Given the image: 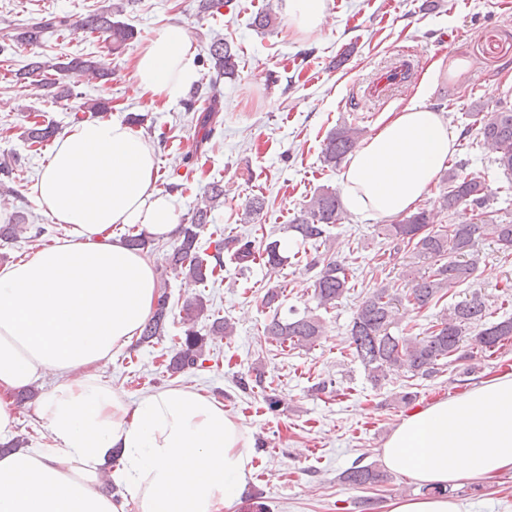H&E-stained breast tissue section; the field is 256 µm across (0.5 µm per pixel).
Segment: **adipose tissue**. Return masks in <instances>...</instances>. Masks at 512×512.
Returning a JSON list of instances; mask_svg holds the SVG:
<instances>
[{"label": "adipose tissue", "mask_w": 512, "mask_h": 512, "mask_svg": "<svg viewBox=\"0 0 512 512\" xmlns=\"http://www.w3.org/2000/svg\"><path fill=\"white\" fill-rule=\"evenodd\" d=\"M289 24L321 33L328 0H284ZM178 24L140 45L133 76L175 100L197 73ZM456 134L420 99L389 112L340 176L345 210L391 218L415 210L454 150ZM154 154L119 120L83 121L58 138L35 186L63 238L0 267V441L17 427L11 394L54 376L37 417L43 443L0 457V512H235L252 474L249 429L201 392L172 386L137 399L94 372L151 315V259L122 245L116 225L158 239L176 234L172 199L155 186ZM121 465L110 468L112 455ZM384 465L435 487L388 512H462L442 488L512 470V373L417 410L380 450Z\"/></svg>", "instance_id": "obj_1"}]
</instances>
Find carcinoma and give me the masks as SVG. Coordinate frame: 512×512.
<instances>
[{
  "label": "carcinoma",
  "instance_id": "carcinoma-1",
  "mask_svg": "<svg viewBox=\"0 0 512 512\" xmlns=\"http://www.w3.org/2000/svg\"><path fill=\"white\" fill-rule=\"evenodd\" d=\"M124 12L123 3H112L85 18L73 20L68 16L48 15L17 30L13 40L22 45L37 46L48 32L69 29L105 34L114 53L126 48L136 38L132 27L117 20ZM206 58L210 69L218 78L231 77L238 68L237 53L232 45L222 38L210 39L206 47ZM78 71L88 79L108 82L112 76L109 63L102 57H58L31 60L15 73L16 81L26 87L52 92L55 98H70L73 91L60 84L57 76ZM209 105L196 118L200 141L208 140L220 123V101L217 93L208 96ZM82 113L102 114L110 110L106 98H95L79 104ZM480 143L496 154L495 162L507 177L512 176V110L500 109L491 112H475ZM58 132L52 124L34 122L24 131L25 140L41 144ZM362 135L356 126H341L329 134L323 142V163L338 166L351 154ZM493 193L486 180L480 176H461L448 173V190L439 197V209L453 211L462 205L479 210L483 219L467 224H448L434 227L436 214L423 209L400 219L395 224L385 225L387 235L411 247L413 255L426 266V271L412 277L411 287L404 295L394 288L384 286L371 293L361 304L349 329V347L352 355L363 366L370 381L378 385L390 372H401L413 377L431 379L440 373L441 367L475 360L474 350L490 357L512 341V317L496 322L488 320L485 302L473 295L457 302L442 315L440 322L425 332L404 336L392 331L396 324L398 304L402 301L419 309L441 300L449 289L467 283L478 264V253L474 250L476 240L488 236L499 249L512 254V221L498 218L491 210ZM224 201V184L213 181L207 195L195 207L190 223L183 224L178 232L177 244L169 257L170 273L182 277L185 285L205 284L215 281L224 271V248L234 245V260L241 266L256 259V247L251 239H233L229 242L219 236L209 241L212 254L201 253L199 237L204 227L212 223V211ZM265 200L254 196L245 201L241 220L254 221L263 211ZM343 210L336 191L323 188L311 197L300 214L294 217L289 227L303 241L312 245L326 239L329 228L341 223ZM23 217L13 224L0 225V239L13 240L27 232ZM261 256L270 270L275 271L288 261L280 253V244L274 240L265 244ZM318 267L315 275L313 298L316 307L325 310L335 307L337 301L349 290L348 268L344 261L332 257L315 260ZM282 292L270 288L263 296L266 307L274 315L264 326L266 341L298 347H312L324 335L325 328L312 310L289 309L281 314ZM169 316V298L161 292L153 315L145 322L139 342L149 343L165 335ZM207 305L201 296L189 298L183 307V336L174 343L168 358L166 371L170 375L185 373L199 367L205 361L206 338L197 330L198 322L208 320ZM387 475L372 464L356 461L343 472V481L355 488H372L384 482Z\"/></svg>",
  "mask_w": 512,
  "mask_h": 512
}]
</instances>
